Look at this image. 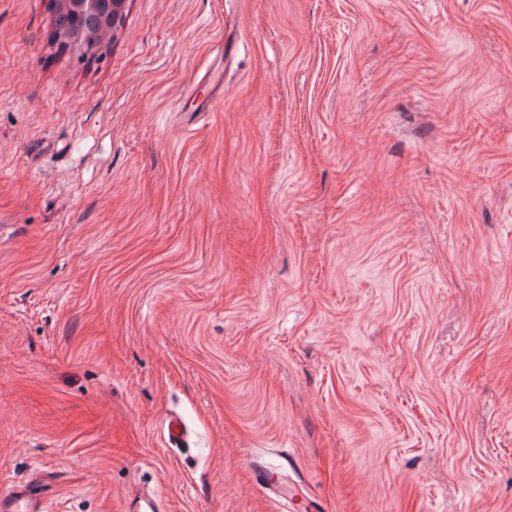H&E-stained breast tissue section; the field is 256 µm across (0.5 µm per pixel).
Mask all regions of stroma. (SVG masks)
I'll return each instance as SVG.
<instances>
[{
	"instance_id": "1",
	"label": "stroma",
	"mask_w": 512,
	"mask_h": 512,
	"mask_svg": "<svg viewBox=\"0 0 512 512\" xmlns=\"http://www.w3.org/2000/svg\"><path fill=\"white\" fill-rule=\"evenodd\" d=\"M191 430L169 446L162 418ZM512 512V0H0V493ZM59 12L62 5L67 4L72 14L82 18L87 25L101 23L112 14L111 26L116 28L127 0H57ZM61 29L63 34L70 40V42L78 46V48L73 46L70 42L69 45L81 55L95 58L103 54L105 41L102 43L93 41L82 45L89 35V29L84 26L82 21L73 20L71 24H63Z\"/></svg>"
}]
</instances>
